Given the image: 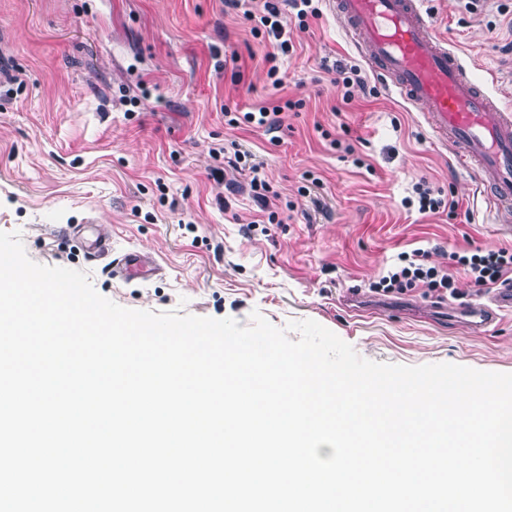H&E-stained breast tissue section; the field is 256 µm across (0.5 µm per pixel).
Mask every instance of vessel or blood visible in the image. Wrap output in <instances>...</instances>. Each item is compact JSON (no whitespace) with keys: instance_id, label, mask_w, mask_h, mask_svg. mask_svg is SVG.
Listing matches in <instances>:
<instances>
[{"instance_id":"b4317fda","label":"vessel or blood","mask_w":512,"mask_h":512,"mask_svg":"<svg viewBox=\"0 0 512 512\" xmlns=\"http://www.w3.org/2000/svg\"><path fill=\"white\" fill-rule=\"evenodd\" d=\"M425 0H333L332 9L388 93L419 106L435 139L451 145L456 163L478 171L487 195L512 206V105L472 79L464 58L450 49L424 8ZM158 267L146 253L125 252L114 276L147 280ZM512 308V289L492 292L484 303L462 307L460 326L481 330L498 311Z\"/></svg>"}]
</instances>
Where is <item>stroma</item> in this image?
Listing matches in <instances>:
<instances>
[{
    "mask_svg": "<svg viewBox=\"0 0 512 512\" xmlns=\"http://www.w3.org/2000/svg\"><path fill=\"white\" fill-rule=\"evenodd\" d=\"M426 6L475 69L498 71L493 94L512 98V0ZM318 8L304 23L283 16L294 48L278 91L268 45L225 0H0V231L126 308L243 327L255 311L280 328L311 319L368 360L512 373V310L480 332L451 320L487 297L464 273L440 313L417 294L371 293L404 251L444 268L453 252L512 249V216L421 112L385 93L328 0ZM339 62L365 80L347 101ZM277 98L303 103L278 130L225 121ZM232 143L261 164L267 211L246 192L248 171L212 156ZM422 180L454 215L419 213ZM80 224L108 225L110 256L89 258ZM134 248L157 259L152 279L113 276V257Z\"/></svg>",
    "mask_w": 512,
    "mask_h": 512,
    "instance_id": "1",
    "label": "stroma"
}]
</instances>
